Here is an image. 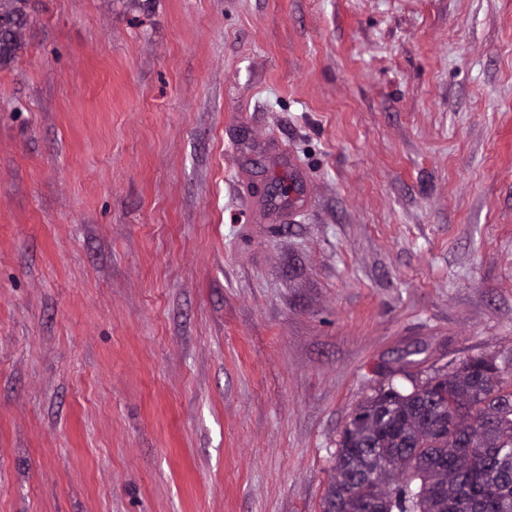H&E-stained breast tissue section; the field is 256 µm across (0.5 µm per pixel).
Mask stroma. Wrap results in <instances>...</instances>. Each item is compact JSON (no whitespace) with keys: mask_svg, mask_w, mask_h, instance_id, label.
Here are the masks:
<instances>
[{"mask_svg":"<svg viewBox=\"0 0 512 512\" xmlns=\"http://www.w3.org/2000/svg\"><path fill=\"white\" fill-rule=\"evenodd\" d=\"M417 345L512 369V0H30L0 512H322Z\"/></svg>","mask_w":512,"mask_h":512,"instance_id":"stroma-1","label":"stroma"}]
</instances>
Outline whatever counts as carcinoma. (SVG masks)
<instances>
[{
	"instance_id": "obj_1",
	"label": "carcinoma",
	"mask_w": 512,
	"mask_h": 512,
	"mask_svg": "<svg viewBox=\"0 0 512 512\" xmlns=\"http://www.w3.org/2000/svg\"><path fill=\"white\" fill-rule=\"evenodd\" d=\"M28 0H0V63L24 36ZM466 360L387 380L336 444L323 512H512V383Z\"/></svg>"
}]
</instances>
